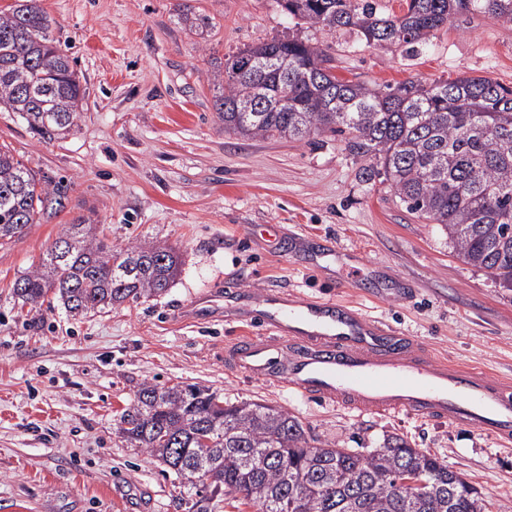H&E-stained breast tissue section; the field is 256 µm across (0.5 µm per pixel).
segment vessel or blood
<instances>
[{
	"instance_id": "1",
	"label": "vessel or blood",
	"mask_w": 512,
	"mask_h": 512,
	"mask_svg": "<svg viewBox=\"0 0 512 512\" xmlns=\"http://www.w3.org/2000/svg\"><path fill=\"white\" fill-rule=\"evenodd\" d=\"M265 325L284 334L286 354L263 336L238 340L234 365L250 376L283 383L306 398L363 413L394 410L452 423L512 442V385L473 367L437 363L407 336L332 300H291L265 293Z\"/></svg>"
}]
</instances>
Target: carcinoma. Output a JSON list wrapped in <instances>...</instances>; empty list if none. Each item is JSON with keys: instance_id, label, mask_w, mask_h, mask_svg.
<instances>
[{"instance_id": "cac0c4a2", "label": "carcinoma", "mask_w": 512, "mask_h": 512, "mask_svg": "<svg viewBox=\"0 0 512 512\" xmlns=\"http://www.w3.org/2000/svg\"><path fill=\"white\" fill-rule=\"evenodd\" d=\"M312 27L347 29L369 45L428 44L452 18L487 14L512 23V0H406L382 15L373 0H280ZM328 50L273 38L228 58L214 111L224 131L304 140L329 134L369 162L419 219L441 226L464 263L512 290V88L488 77L424 84L345 81ZM86 88L49 35L38 0L0 11V109L45 142L68 136ZM70 185L39 177L0 146V242L65 207ZM181 256L171 245H112L91 219L67 224L13 294L37 306L48 295L74 316L168 290ZM187 489L192 512L240 498L257 512H484L478 489L398 436L369 449L313 445L299 418L267 403L231 402L206 386L144 384L117 424ZM425 479L423 493L395 488Z\"/></svg>"}]
</instances>
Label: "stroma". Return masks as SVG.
<instances>
[{"label":"stroma","instance_id":"35a3bbf8","mask_svg":"<svg viewBox=\"0 0 512 512\" xmlns=\"http://www.w3.org/2000/svg\"><path fill=\"white\" fill-rule=\"evenodd\" d=\"M39 4L87 97L76 132L51 143L0 112V144L71 186L65 209L0 243V512H131L114 494L120 483L145 487L151 512H189L159 462L115 432L145 382L266 401L341 448L403 437L463 474L487 512H512V445L463 424L307 399L230 361L233 337L264 335L251 304L272 290L348 302L435 359L512 379V291L457 257L439 225L410 215L335 137L228 135L213 109L226 59L292 34L328 49L347 80L466 74L511 88L512 25L457 17L406 52L298 24L278 0ZM187 11L205 27L189 26ZM80 216L115 244L178 247L171 288L83 318L55 299L21 304L13 281ZM216 290L222 307L211 318L186 316L187 304Z\"/></svg>","mask_w":512,"mask_h":512}]
</instances>
